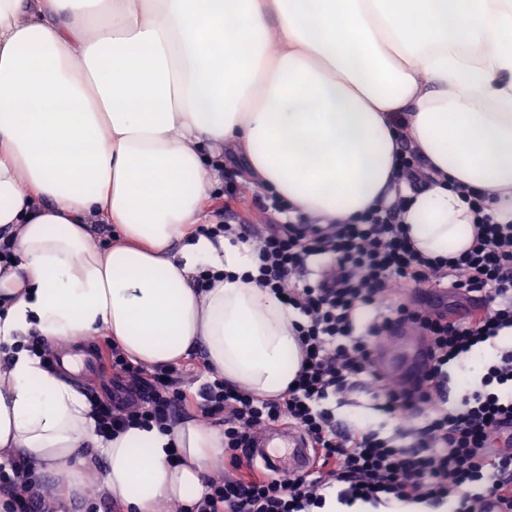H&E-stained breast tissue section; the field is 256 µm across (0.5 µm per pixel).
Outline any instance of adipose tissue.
<instances>
[{
    "mask_svg": "<svg viewBox=\"0 0 512 512\" xmlns=\"http://www.w3.org/2000/svg\"><path fill=\"white\" fill-rule=\"evenodd\" d=\"M404 133L417 189L396 176ZM228 144L290 216L401 193L416 249L458 256L476 228L456 185L512 224V0H0V464L55 478L56 510L89 480L124 512L193 506L224 433L186 417L103 438L73 358L44 366L30 336L105 334L147 368L199 351L270 399L296 377V311L245 281L247 245L198 231ZM97 224L118 241L94 246Z\"/></svg>",
    "mask_w": 512,
    "mask_h": 512,
    "instance_id": "adipose-tissue-1",
    "label": "adipose tissue"
}]
</instances>
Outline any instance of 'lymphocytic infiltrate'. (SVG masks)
<instances>
[{
    "label": "lymphocytic infiltrate",
    "mask_w": 512,
    "mask_h": 512,
    "mask_svg": "<svg viewBox=\"0 0 512 512\" xmlns=\"http://www.w3.org/2000/svg\"><path fill=\"white\" fill-rule=\"evenodd\" d=\"M474 214L476 234L459 256L432 258L411 244L401 220L406 201L396 198L350 222L319 225L306 218L281 223L286 207L271 196L259 200L266 219L262 231L249 222L214 224L207 232L248 245L258 263L259 287L285 298L300 321L293 327L303 350L295 386L277 399L231 388L223 379L206 383L198 404L203 417L222 416L224 453L231 474L212 479L191 508L179 512H319L327 496L349 505L392 500L425 503L447 512H482L498 497L512 503V349L499 352L478 385L465 388L452 404H436L448 382L449 367H463L474 347L493 342L512 328V224L489 211V195L459 186ZM321 260L324 272L306 276L308 264ZM427 288L456 296L479 295L482 313L457 317L406 303L388 305L406 288ZM374 308L375 317L355 332L358 315ZM411 324L428 347L429 364L418 378V392L383 382L374 350L393 325ZM115 379L137 388L128 399L97 404L95 428L106 436L129 424L172 423L187 402L174 368L142 379L143 369L110 343ZM371 375L377 399L403 423L425 414L413 429L414 441L364 430L340 429L325 402L356 376ZM289 424L304 432L319 452L318 470L308 474L260 475L246 450L263 431ZM0 491L8 499L0 512H47L33 491L26 461L0 466Z\"/></svg>",
    "instance_id": "1"
}]
</instances>
